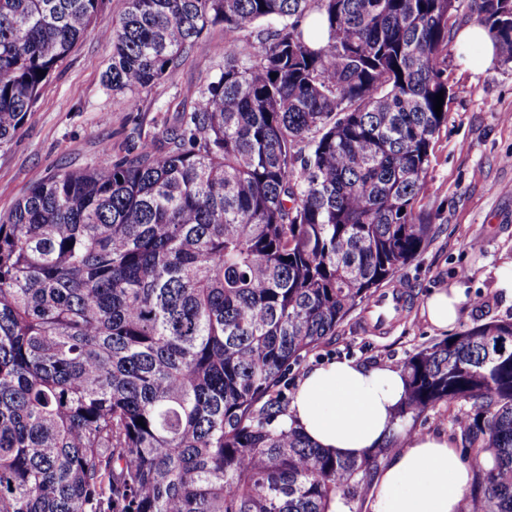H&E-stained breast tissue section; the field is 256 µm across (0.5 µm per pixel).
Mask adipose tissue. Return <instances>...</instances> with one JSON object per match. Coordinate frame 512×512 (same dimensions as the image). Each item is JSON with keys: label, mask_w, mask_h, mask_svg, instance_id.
I'll return each mask as SVG.
<instances>
[{"label": "adipose tissue", "mask_w": 512, "mask_h": 512, "mask_svg": "<svg viewBox=\"0 0 512 512\" xmlns=\"http://www.w3.org/2000/svg\"><path fill=\"white\" fill-rule=\"evenodd\" d=\"M469 68L479 72L496 62L486 30L471 24L457 34ZM463 297L437 288L424 312L435 328L456 324ZM406 383L400 369L336 359L306 372L288 408V421L319 447L340 458H359L395 435ZM472 481L446 436L416 433L388 454L373 481L368 512H460Z\"/></svg>", "instance_id": "ef3b65f1"}]
</instances>
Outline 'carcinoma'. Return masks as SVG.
<instances>
[{
  "instance_id": "1",
  "label": "carcinoma",
  "mask_w": 512,
  "mask_h": 512,
  "mask_svg": "<svg viewBox=\"0 0 512 512\" xmlns=\"http://www.w3.org/2000/svg\"><path fill=\"white\" fill-rule=\"evenodd\" d=\"M104 2L0 0V143ZM463 10L512 64V0H121L108 89L151 88L216 26L224 67L139 153L0 219V512L350 506L387 449L314 445L284 387L429 240ZM403 371L401 421L473 401L470 512H512V320Z\"/></svg>"
}]
</instances>
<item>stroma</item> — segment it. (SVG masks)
Masks as SVG:
<instances>
[{
  "label": "stroma",
  "instance_id": "1",
  "mask_svg": "<svg viewBox=\"0 0 512 512\" xmlns=\"http://www.w3.org/2000/svg\"><path fill=\"white\" fill-rule=\"evenodd\" d=\"M103 9L95 29L79 41L43 86L33 112L9 141L0 144V217L40 180L80 171L137 153L141 143L173 122L186 93L199 88L224 64V31L211 28L182 64L150 90L114 99L103 83L112 44L102 29L112 24ZM452 98L448 121L434 140L416 209L432 226L426 246L391 282L411 295L406 311L376 325L369 306L354 308L334 336L293 365L289 386L321 362L348 357L365 364L402 366L418 349L444 340L423 314L436 288L460 289L464 298L455 332L512 318V291L500 287L512 266V65L493 64L475 73L456 44L448 46ZM481 248H471V241ZM470 402L440 405L400 424L396 440L414 434L446 435L462 461L470 451L459 428Z\"/></svg>",
  "mask_w": 512,
  "mask_h": 512
}]
</instances>
